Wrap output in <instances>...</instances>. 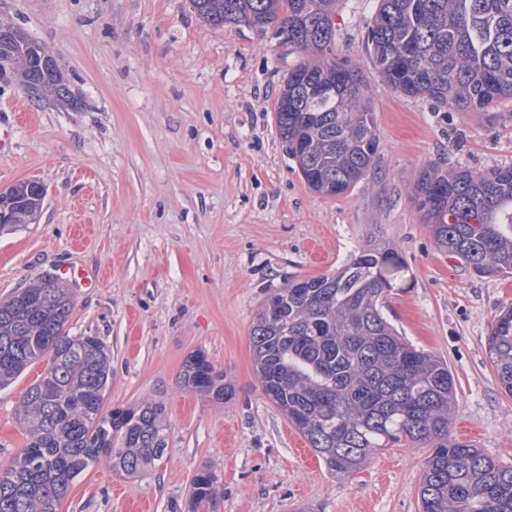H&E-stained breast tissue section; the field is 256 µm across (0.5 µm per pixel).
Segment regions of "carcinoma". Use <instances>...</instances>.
I'll return each mask as SVG.
<instances>
[{
  "label": "carcinoma",
  "instance_id": "carcinoma-1",
  "mask_svg": "<svg viewBox=\"0 0 512 512\" xmlns=\"http://www.w3.org/2000/svg\"><path fill=\"white\" fill-rule=\"evenodd\" d=\"M366 32L371 63L386 84L436 107L478 112L512 99V0H379ZM207 23H234L285 36L303 58L288 70L275 125L308 187L344 193L376 161L379 137L363 75L328 57L336 0H191ZM0 59L18 63L58 99L72 98L58 69L39 53L0 39ZM34 184L14 187L25 214ZM413 202L437 247L481 275L512 274V166L488 173L432 165L414 186ZM397 255L371 245L334 274L288 282L258 310L250 344L262 393L282 411L333 475L356 471L383 448H430L418 489L421 512H512V466L448 437L454 377L448 363L416 348L382 312ZM74 304L54 279L0 300V388L44 360L40 380L18 414L28 442L0 468V512H59L73 481L112 458L137 477L162 459L168 426L162 402L104 410L111 374L97 336H72ZM501 390L512 396V308L486 340ZM181 387L222 401L224 375L203 352L187 357ZM217 475L201 469L191 497L213 501Z\"/></svg>",
  "mask_w": 512,
  "mask_h": 512
}]
</instances>
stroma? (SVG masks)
Returning <instances> with one entry per match:
<instances>
[{
  "mask_svg": "<svg viewBox=\"0 0 512 512\" xmlns=\"http://www.w3.org/2000/svg\"><path fill=\"white\" fill-rule=\"evenodd\" d=\"M378 0H339L333 57L361 68L379 156L347 193L311 191L275 127L298 59L274 34L205 23L190 0H0V23L53 56L73 102L0 76V188L39 181L35 223L0 234V299L53 276L70 289L71 335L100 337L112 374L105 406L160 399L168 447L136 479L109 457L75 480L60 512H419L430 454L378 452L357 472L303 465L306 442L267 400L250 347L253 319L288 281L336 271L370 243L403 268L383 313L456 384L450 433L512 466V397L485 349L512 276L474 273L441 252L411 191L434 164L476 172L512 165V100L436 112L394 93L370 63ZM207 354L224 403L181 388L188 355ZM38 363L0 389V464L27 442L16 410ZM204 468L216 498L191 503Z\"/></svg>",
  "mask_w": 512,
  "mask_h": 512,
  "instance_id": "stroma-1",
  "label": "stroma"
}]
</instances>
